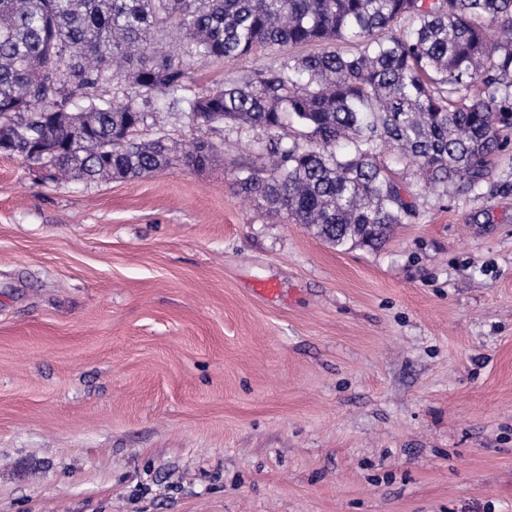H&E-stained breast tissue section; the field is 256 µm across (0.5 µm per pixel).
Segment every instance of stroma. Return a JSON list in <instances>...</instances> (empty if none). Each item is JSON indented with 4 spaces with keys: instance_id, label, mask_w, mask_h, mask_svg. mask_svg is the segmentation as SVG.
Masks as SVG:
<instances>
[{
    "instance_id": "stroma-1",
    "label": "stroma",
    "mask_w": 512,
    "mask_h": 512,
    "mask_svg": "<svg viewBox=\"0 0 512 512\" xmlns=\"http://www.w3.org/2000/svg\"><path fill=\"white\" fill-rule=\"evenodd\" d=\"M154 109L223 158L0 157V512H512V146L474 193L384 154L416 214L338 249L239 192L257 133Z\"/></svg>"
}]
</instances>
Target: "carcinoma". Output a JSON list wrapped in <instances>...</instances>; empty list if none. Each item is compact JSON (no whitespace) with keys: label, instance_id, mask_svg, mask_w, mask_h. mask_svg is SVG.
<instances>
[{"label":"carcinoma","instance_id":"carcinoma-1","mask_svg":"<svg viewBox=\"0 0 512 512\" xmlns=\"http://www.w3.org/2000/svg\"><path fill=\"white\" fill-rule=\"evenodd\" d=\"M273 46L277 65L191 87L193 63ZM157 96L261 133L271 170L241 165L242 193L337 248L377 247L416 213L382 147L463 193L506 149L512 0H0V154L58 184L215 162L214 141L169 140Z\"/></svg>","mask_w":512,"mask_h":512}]
</instances>
